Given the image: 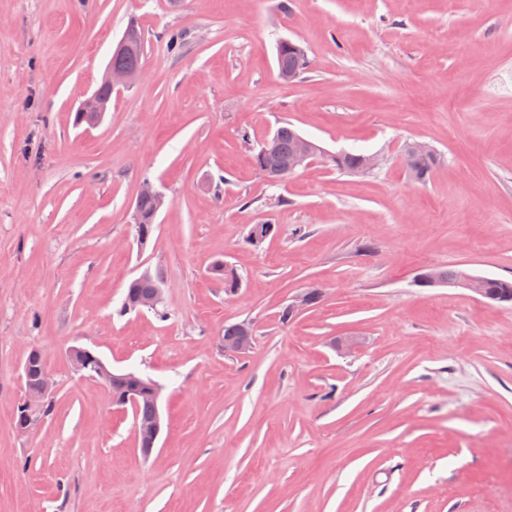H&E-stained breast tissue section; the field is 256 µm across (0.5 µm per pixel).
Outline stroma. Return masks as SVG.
I'll list each match as a JSON object with an SVG mask.
<instances>
[{
  "label": "stroma",
  "instance_id": "1",
  "mask_svg": "<svg viewBox=\"0 0 512 512\" xmlns=\"http://www.w3.org/2000/svg\"><path fill=\"white\" fill-rule=\"evenodd\" d=\"M131 18L138 79L75 125ZM284 38L310 59L290 83ZM285 122L324 155L274 186L253 154ZM413 140L440 156L424 183ZM342 151L385 161L342 174ZM146 179L165 205L142 246ZM428 266L512 279V0H0V512H512V306L417 286ZM147 268L168 318L117 316ZM240 322L253 347L226 354ZM75 345L164 385L150 457ZM33 346L54 406L23 435ZM401 155H406L407 170L417 181H425L439 162L438 155L435 157H425L409 153L407 143L404 144ZM88 347L72 346L68 355L73 367V370L83 378L95 379L101 378L106 374V367L102 360L93 363L90 358L85 355L89 353ZM31 350L23 362L21 373V384L23 386L24 395L22 403L18 406L20 412L16 421V428L21 433L29 431L33 425V422L30 420H22L21 417L26 414L27 411L36 408L43 400L52 396L55 388L53 376L45 362L38 367H32L30 361ZM33 372H35L39 378V385L37 388L31 389L28 388L26 384L27 378Z\"/></svg>",
  "mask_w": 512,
  "mask_h": 512
}]
</instances>
